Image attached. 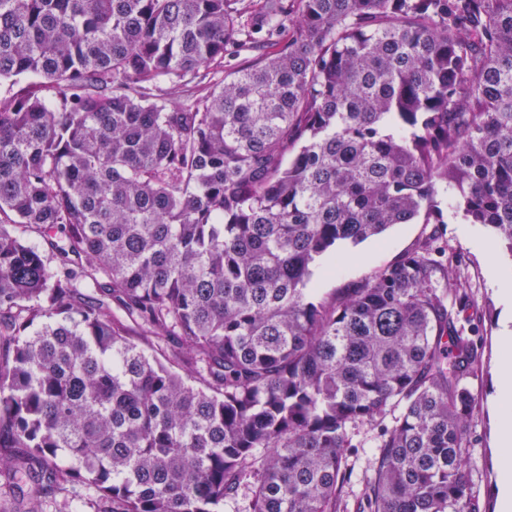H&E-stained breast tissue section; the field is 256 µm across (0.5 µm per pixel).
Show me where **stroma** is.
<instances>
[{
  "label": "stroma",
  "mask_w": 512,
  "mask_h": 512,
  "mask_svg": "<svg viewBox=\"0 0 512 512\" xmlns=\"http://www.w3.org/2000/svg\"><path fill=\"white\" fill-rule=\"evenodd\" d=\"M432 231L429 224H397L381 238L356 246L340 245L337 250L340 257L338 272L325 275L324 261H317L311 282L324 295L349 287L415 249ZM441 231L449 256L453 257L458 271L469 285L467 305L460 315V323L471 335L480 361L478 375L472 381L480 395V408L470 430L477 459L472 475L473 489L479 496L480 512H498V484L502 472L493 453L498 429L495 397L498 390L497 367L502 356L500 336L507 314L490 280L488 259L476 245L480 239L493 241L494 235L486 226L466 225L459 215L449 218Z\"/></svg>",
  "instance_id": "1"
}]
</instances>
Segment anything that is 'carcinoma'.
<instances>
[{
	"instance_id": "1",
	"label": "carcinoma",
	"mask_w": 512,
	"mask_h": 512,
	"mask_svg": "<svg viewBox=\"0 0 512 512\" xmlns=\"http://www.w3.org/2000/svg\"><path fill=\"white\" fill-rule=\"evenodd\" d=\"M243 10L0 0V512H339L370 438L357 512H479L439 235L309 284L450 211L512 254V0ZM434 228V224H397L380 239H369L359 245L343 244L337 249L341 257L339 270L324 276L329 260H318L313 267L311 284L320 288V295H327L361 281L376 270L394 263L402 254L415 249Z\"/></svg>"
}]
</instances>
